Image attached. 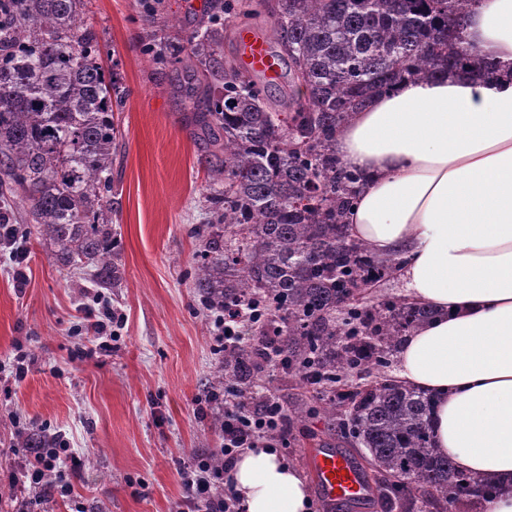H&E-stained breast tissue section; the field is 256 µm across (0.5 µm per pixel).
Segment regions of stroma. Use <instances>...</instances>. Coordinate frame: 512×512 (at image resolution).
<instances>
[{"label":"stroma","mask_w":512,"mask_h":512,"mask_svg":"<svg viewBox=\"0 0 512 512\" xmlns=\"http://www.w3.org/2000/svg\"><path fill=\"white\" fill-rule=\"evenodd\" d=\"M141 10L139 0H89L81 17L101 38L104 65H117L129 90L112 166L118 283L101 286L91 266L63 267L19 203L8 214L30 251L24 286L0 248V470L26 459L16 445L19 426L60 435L84 458L71 496L46 501L45 512H179L192 452L220 446L222 410L207 398L222 354L194 287L199 233L209 221V152L192 116L205 102L185 96L189 64L156 65L142 46L186 36L208 15L224 30L225 62L237 65L234 36L243 21L213 0H160L151 24ZM99 291L122 320L109 355L88 358L84 307ZM20 351L30 366L19 380L13 359ZM253 395L286 406L316 397L273 366ZM285 438L279 452L301 472L310 449L347 447L320 411L290 426Z\"/></svg>","instance_id":"1"}]
</instances>
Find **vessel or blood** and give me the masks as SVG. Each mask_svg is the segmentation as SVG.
I'll use <instances>...</instances> for the list:
<instances>
[{"mask_svg": "<svg viewBox=\"0 0 512 512\" xmlns=\"http://www.w3.org/2000/svg\"><path fill=\"white\" fill-rule=\"evenodd\" d=\"M240 49L245 63L251 69L268 78H278L280 68L272 57L267 38L250 32L241 33ZM306 463L327 505L354 504L373 493L356 460L339 449H312Z\"/></svg>", "mask_w": 512, "mask_h": 512, "instance_id": "vessel-or-blood-1", "label": "vessel or blood"}]
</instances>
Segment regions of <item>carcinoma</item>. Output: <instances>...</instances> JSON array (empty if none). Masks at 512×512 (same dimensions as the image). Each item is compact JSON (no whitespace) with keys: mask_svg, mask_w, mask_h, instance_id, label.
I'll return each instance as SVG.
<instances>
[{"mask_svg":"<svg viewBox=\"0 0 512 512\" xmlns=\"http://www.w3.org/2000/svg\"><path fill=\"white\" fill-rule=\"evenodd\" d=\"M478 0H258L274 20L272 49L288 65V111L224 67V32L201 22L181 39L143 51L167 67L185 60L203 81L208 108L195 121L211 147L220 187L197 253L195 287L205 308L259 303L260 335L277 337L286 372L320 388L323 412L342 438L365 449L387 512H412L414 493L462 512L490 489L453 467L432 442L433 397L382 375L401 337L430 307L357 292L395 275L347 234L363 177L336 154V135L374 95L406 75L432 78L474 60L461 30ZM87 0H0V198L18 199L64 266L92 264L118 282L109 228L112 163L126 97L103 46L80 24ZM234 237V247L224 234ZM263 368L243 348L224 352L216 384L252 388Z\"/></svg>","mask_w":512,"mask_h":512,"instance_id":"1","label":"carcinoma"}]
</instances>
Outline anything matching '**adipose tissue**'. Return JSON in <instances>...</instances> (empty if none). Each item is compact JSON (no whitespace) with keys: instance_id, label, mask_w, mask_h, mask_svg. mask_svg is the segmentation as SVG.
Returning <instances> with one entry per match:
<instances>
[{"instance_id":"adipose-tissue-1","label":"adipose tissue","mask_w":512,"mask_h":512,"mask_svg":"<svg viewBox=\"0 0 512 512\" xmlns=\"http://www.w3.org/2000/svg\"><path fill=\"white\" fill-rule=\"evenodd\" d=\"M463 42L512 68V0H479ZM336 151L366 178L349 237L400 256L407 298L435 312L402 338L397 375L435 396L436 447L495 487L483 512H512V78L404 81L352 116ZM229 476L246 512H312L278 450H245Z\"/></svg>"}]
</instances>
